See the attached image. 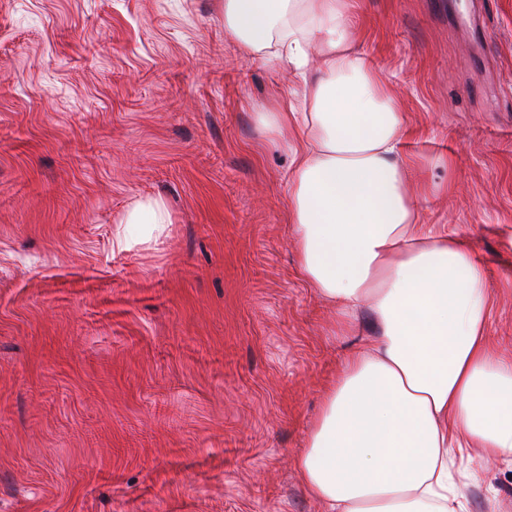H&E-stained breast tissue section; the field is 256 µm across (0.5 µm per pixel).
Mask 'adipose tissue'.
<instances>
[{"mask_svg": "<svg viewBox=\"0 0 512 512\" xmlns=\"http://www.w3.org/2000/svg\"><path fill=\"white\" fill-rule=\"evenodd\" d=\"M349 0H224V32L283 61L288 103L257 113L292 157L288 214L301 273L371 333L347 356L298 459L325 512H463L452 455L512 456V359L486 336L484 267L452 232L422 224L427 185L397 93L355 47Z\"/></svg>", "mask_w": 512, "mask_h": 512, "instance_id": "ef3b65f1", "label": "adipose tissue"}]
</instances>
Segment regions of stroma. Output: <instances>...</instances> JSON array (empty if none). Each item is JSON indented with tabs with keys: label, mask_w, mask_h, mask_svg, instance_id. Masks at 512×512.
Segmentation results:
<instances>
[{
	"label": "stroma",
	"mask_w": 512,
	"mask_h": 512,
	"mask_svg": "<svg viewBox=\"0 0 512 512\" xmlns=\"http://www.w3.org/2000/svg\"><path fill=\"white\" fill-rule=\"evenodd\" d=\"M352 2L510 357L512 0ZM291 89L218 0H0V512H324L296 459L370 317L335 335L298 268L255 119ZM148 199L162 234L124 221ZM456 468L512 512V466Z\"/></svg>",
	"instance_id": "stroma-1"
}]
</instances>
